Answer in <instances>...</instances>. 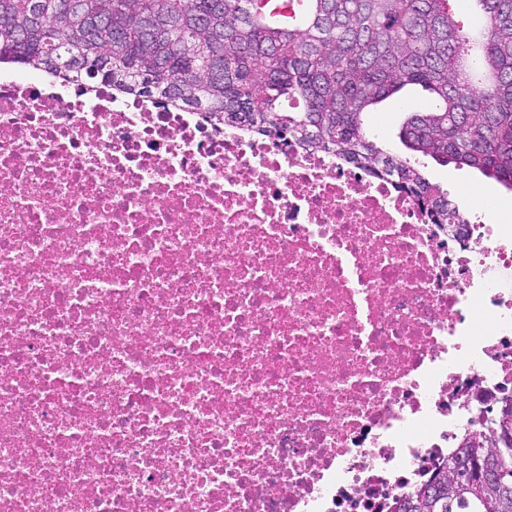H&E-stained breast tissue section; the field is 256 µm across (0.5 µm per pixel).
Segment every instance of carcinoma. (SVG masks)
<instances>
[{"mask_svg":"<svg viewBox=\"0 0 512 512\" xmlns=\"http://www.w3.org/2000/svg\"><path fill=\"white\" fill-rule=\"evenodd\" d=\"M308 0L305 14L264 18L243 0H0V60L105 82L164 104L206 107L224 123L332 152L397 181L437 224L456 209L411 161L379 147L363 114L415 85L437 105L400 138L423 156L476 169L512 190V0ZM294 98L303 108L282 110ZM512 473V436L493 448ZM483 489L448 496L434 474L396 512H494Z\"/></svg>","mask_w":512,"mask_h":512,"instance_id":"cac0c4a2","label":"carcinoma"}]
</instances>
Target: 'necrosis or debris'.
Returning <instances> with one entry per match:
<instances>
[{
	"label": "necrosis or debris",
	"mask_w": 512,
	"mask_h": 512,
	"mask_svg": "<svg viewBox=\"0 0 512 512\" xmlns=\"http://www.w3.org/2000/svg\"><path fill=\"white\" fill-rule=\"evenodd\" d=\"M0 69V512H395L512 398V225Z\"/></svg>",
	"instance_id": "1"
}]
</instances>
